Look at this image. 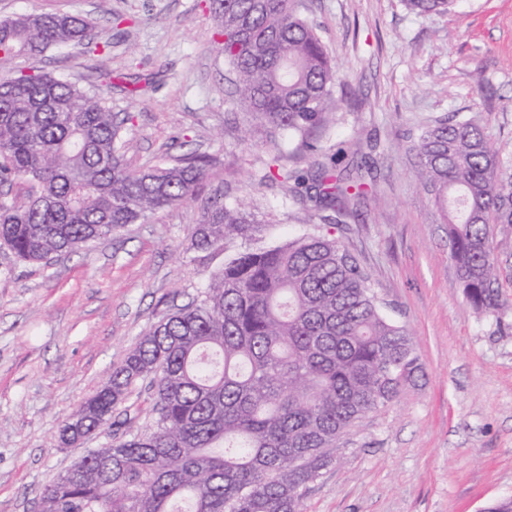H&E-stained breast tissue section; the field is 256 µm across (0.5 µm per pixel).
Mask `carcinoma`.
Masks as SVG:
<instances>
[{
	"instance_id": "carcinoma-1",
	"label": "carcinoma",
	"mask_w": 512,
	"mask_h": 512,
	"mask_svg": "<svg viewBox=\"0 0 512 512\" xmlns=\"http://www.w3.org/2000/svg\"><path fill=\"white\" fill-rule=\"evenodd\" d=\"M416 14L454 0H405ZM237 102L264 127L305 140L335 112L338 69L296 0H211ZM93 24L68 13L0 19V59L29 71L0 79V248L23 262L77 253L148 214L195 197L213 159L193 154L135 169L126 117L94 87L81 89L35 63L82 46ZM416 178L447 207L457 280L476 313L496 322L501 234L512 239V164L473 118L438 119L411 143ZM300 204L331 226L351 216L369 183L313 162L278 169ZM264 224L214 198L188 249L241 250L212 271L191 302L163 315L60 428L63 444L110 426L109 439L44 489L39 512H303L302 498L367 414L401 396L422 372L416 343L388 319L369 276L336 238L305 233L254 248ZM146 384L151 422L112 419Z\"/></svg>"
}]
</instances>
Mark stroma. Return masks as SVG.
I'll return each mask as SVG.
<instances>
[{
	"label": "stroma",
	"mask_w": 512,
	"mask_h": 512,
	"mask_svg": "<svg viewBox=\"0 0 512 512\" xmlns=\"http://www.w3.org/2000/svg\"><path fill=\"white\" fill-rule=\"evenodd\" d=\"M210 0H0V17L60 10L91 18L85 46L39 61L126 116L131 166L210 155L193 200L148 215L51 263L0 249V512H37L40 495L99 439L59 445L60 426L126 350L217 268L187 250L208 199L265 220L261 245L319 218L268 169H304L300 139L266 133L235 103ZM340 69L332 121L308 135L335 169L370 167L374 189L334 229L364 265L388 317L417 341L422 376L346 435L309 485L305 512H482L512 497V315L474 313L459 287L436 191L415 179L412 140L438 119L477 117L512 162V0H457L416 15L403 0H299Z\"/></svg>",
	"instance_id": "stroma-1"
}]
</instances>
